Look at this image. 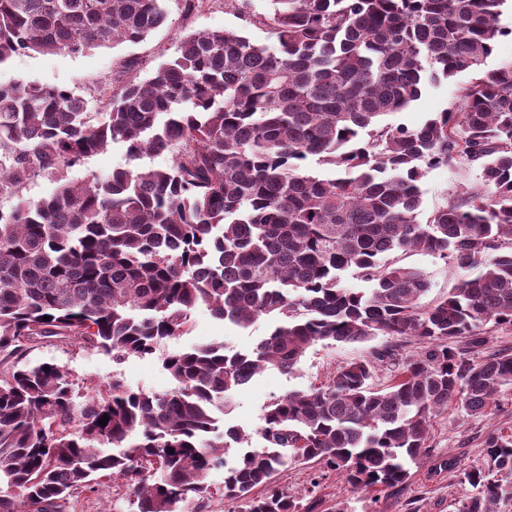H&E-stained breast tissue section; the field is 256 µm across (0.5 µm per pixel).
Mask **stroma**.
Wrapping results in <instances>:
<instances>
[{"instance_id": "35a3bbf8", "label": "stroma", "mask_w": 512, "mask_h": 512, "mask_svg": "<svg viewBox=\"0 0 512 512\" xmlns=\"http://www.w3.org/2000/svg\"><path fill=\"white\" fill-rule=\"evenodd\" d=\"M169 17L137 44L122 43L80 55L66 52L47 54H16L0 63V84L19 79L40 84L62 86L82 97L89 112L110 111L114 95L121 89L120 76L130 71L138 78H148L162 63L174 55L180 40L187 34L202 30L229 29L252 41L275 45L270 28L259 19L269 11L268 0H201L192 13H184L176 0L168 4ZM468 80L459 75L426 86L421 97L405 110L391 115L395 124L418 126L435 113L452 109L458 102L459 88ZM129 160L121 144L114 143L90 157L85 164L72 168L69 177L81 182L105 178L112 170L127 167ZM479 171L457 166L427 170L420 188L422 209L429 212L443 204L450 195L477 184ZM400 265L423 270L431 283L424 298L433 303L445 296L463 275L462 269L440 255L425 251L397 253ZM272 327L268 318L256 320L249 328L240 329L217 321L205 307L192 315L189 335L163 340L154 355L131 356L116 360L111 353L83 343L50 339L27 349L19 357L20 364L51 362L64 367L78 398L105 389L112 379H120L128 387L163 393L176 385L164 369L163 358L172 352L196 343L218 341L234 350L253 347ZM394 349L397 358L418 354L423 346L416 339L395 340L380 336L362 344H316L308 350L298 370L291 375L269 369L256 375L238 389L224 417L225 425H237L253 435V446H261L256 431L266 404L274 397L291 390H306L324 384L337 367L354 359L370 358L377 349ZM512 429V389L500 393L493 414L476 417L449 404L434 413L429 434V453L411 465V477L403 489L371 497L352 491L343 476L330 471L320 474L318 465L295 463L282 468L275 477L288 494L296 496L301 505L312 512H336L338 503H346L348 512H457L469 492L462 480L465 470L482 465L485 441L500 429ZM455 457L457 467L448 471L441 464ZM321 475L319 487H312L314 475ZM132 495L123 481L100 479L96 492L78 491L67 501L63 512H132Z\"/></svg>"}]
</instances>
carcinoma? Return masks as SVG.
<instances>
[{
	"instance_id": "obj_1",
	"label": "carcinoma",
	"mask_w": 512,
	"mask_h": 512,
	"mask_svg": "<svg viewBox=\"0 0 512 512\" xmlns=\"http://www.w3.org/2000/svg\"><path fill=\"white\" fill-rule=\"evenodd\" d=\"M167 2L0 0V63L139 43L167 20ZM269 2L275 47L234 30L188 34L150 77L125 79L96 124L67 88L0 85V194L17 198L0 211V361L48 338L145 357L189 334L199 306L243 329L274 320L246 352L213 341L167 355L176 387L165 393L114 379L78 403L57 364L0 371V512H61L113 475L136 512L203 502L224 449L250 444L238 427L219 431L232 394L268 368L295 373L319 342L415 337L425 350L384 388L373 378L387 349L272 399L264 446L224 476V499L246 512H299L273 482L299 460L357 491L401 487L437 409L453 401L485 416L512 388V352L468 357L512 327V61L483 69L512 36L500 24L509 0ZM462 73L457 107L415 128L385 122L424 85ZM116 142L131 160L172 163L70 180ZM310 157L338 176L305 172ZM455 165L477 168L481 187L421 219L426 170ZM37 177L54 189L24 197ZM414 249L477 275L423 306L426 275L387 259ZM346 273L372 288L341 287ZM485 445L457 512L512 508V481L500 478L512 473V434Z\"/></svg>"
}]
</instances>
